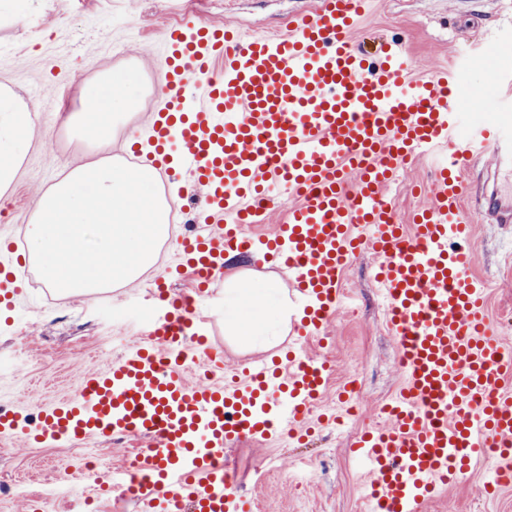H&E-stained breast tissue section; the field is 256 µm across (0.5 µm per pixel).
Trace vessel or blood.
Returning a JSON list of instances; mask_svg holds the SVG:
<instances>
[{"instance_id": "b4317fda", "label": "vessel or blood", "mask_w": 512, "mask_h": 512, "mask_svg": "<svg viewBox=\"0 0 512 512\" xmlns=\"http://www.w3.org/2000/svg\"><path fill=\"white\" fill-rule=\"evenodd\" d=\"M370 5L319 0L283 35L204 22L170 28L151 161L166 181L205 196L204 223L183 241L179 270L206 279L229 252L288 268L306 301L298 337L322 332L341 306L347 265L373 253L403 385L388 405L389 424L361 433L351 453L366 464L369 502L421 512L490 444L503 449L496 468L512 466V358L472 274L464 169L493 156L483 207L512 222V69L493 76L500 95L488 108L498 120L466 121L459 72L472 70L473 58L422 77L398 43L369 53L353 33ZM431 153L440 160L429 202L402 224L386 191ZM276 186L298 197L287 223L246 235L245 225L264 218L257 199ZM192 311L187 301L175 312L153 309L147 342L49 407L35 439H148L136 459L141 512H253L231 486L227 451L280 431L304 437L332 368L292 348L220 386L187 382Z\"/></svg>"}]
</instances>
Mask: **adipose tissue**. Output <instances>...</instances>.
<instances>
[{
  "label": "adipose tissue",
  "instance_id": "obj_1",
  "mask_svg": "<svg viewBox=\"0 0 512 512\" xmlns=\"http://www.w3.org/2000/svg\"><path fill=\"white\" fill-rule=\"evenodd\" d=\"M137 85L138 75L130 69L113 70L96 81L84 83L80 89L82 107L66 115V125L97 143H105L113 123L122 119L135 104ZM36 121V114L21 97L13 89L1 85L0 200L8 197L20 163L30 148L27 134ZM225 282V310L255 304L260 297L273 301V310L265 320L256 322L246 315L228 320V335L238 337L242 345L250 348L276 346L295 312L287 293L276 281L248 282L237 272L227 274Z\"/></svg>",
  "mask_w": 512,
  "mask_h": 512
}]
</instances>
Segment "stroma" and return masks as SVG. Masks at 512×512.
Masks as SVG:
<instances>
[{"label": "stroma", "instance_id": "obj_1", "mask_svg": "<svg viewBox=\"0 0 512 512\" xmlns=\"http://www.w3.org/2000/svg\"><path fill=\"white\" fill-rule=\"evenodd\" d=\"M317 0H30L25 17L10 13L0 0V85L27 101L38 120L28 133L26 154L5 208L0 209V256L10 262L19 284L15 302L0 307V404L20 415L41 412L71 397L86 373L103 371L147 339L138 310L152 308V290L168 279L171 294L193 295L201 330L212 355L232 374L265 350L240 348L224 333V273L215 272L205 288L193 290L189 276L170 278L182 237L194 228L204 205L200 192L158 182L173 199L176 232L159 251L148 276L86 299L49 288L35 264L27 262L26 227L36 198L66 168L109 158L139 164L131 150L156 111L164 86L159 62L166 29L203 21L260 33L285 32L292 18ZM512 34V0H377L355 39L375 47L397 39L417 74L452 63L456 56H481L485 46ZM115 69L139 74V105L117 123L108 147L73 137L59 113L80 107L79 87ZM474 189L465 206L475 221L474 274L487 286L485 312L503 345L512 347V223L485 215L478 196L489 178L486 164L466 166ZM372 254L349 265L344 287L352 306L335 313L322 338L304 341L306 353L326 357L334 368L321 400L334 404L336 391L355 382L362 404L354 422L316 428L306 441L285 436L268 444L245 442L230 452L233 487L252 499L255 512H370L361 471L349 456V442L384 424V405L402 386L394 338L385 326L374 282ZM27 361H20V354ZM144 439L98 438L73 446L0 438V485L26 478L29 494L1 498L0 512H70L65 497L43 499L49 483L65 492L88 483L84 462L94 459L99 472L129 466ZM307 465L310 479L296 485L293 474ZM493 460L484 458L461 480L439 490L423 512H512V485H493Z\"/></svg>", "mask_w": 512, "mask_h": 512}]
</instances>
